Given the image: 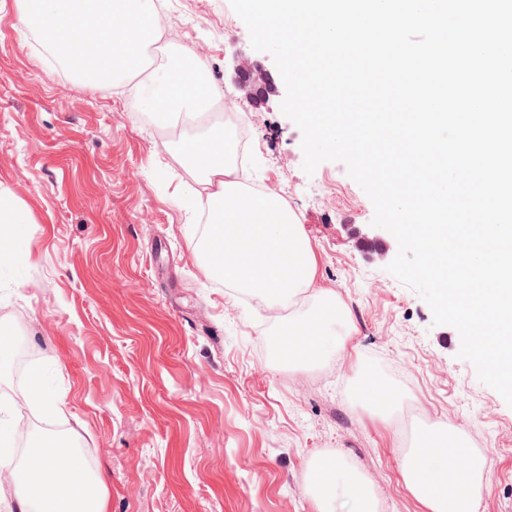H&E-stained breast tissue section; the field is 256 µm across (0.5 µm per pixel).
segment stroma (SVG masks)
<instances>
[{
	"label": "stroma",
	"instance_id": "stroma-1",
	"mask_svg": "<svg viewBox=\"0 0 512 512\" xmlns=\"http://www.w3.org/2000/svg\"><path fill=\"white\" fill-rule=\"evenodd\" d=\"M170 51L203 49L205 76L250 136L244 185L280 195L301 219L318 270L352 330L338 356L292 367L273 356L263 303L206 273L205 184L161 139L129 88L101 91L60 71L0 0V186L28 216L18 264L0 256V331L16 328L63 400L44 413L27 375L0 369V409L64 432L102 474L108 512H318L305 472L340 453L374 480L384 512H427L404 483L412 428L463 426L489 458L479 512H512V407L459 359L460 336L360 242L374 207L343 163L302 169V133L280 104L272 56L252 50L229 0H155ZM250 52L276 87L257 103L234 80ZM395 383L383 416L360 370Z\"/></svg>",
	"mask_w": 512,
	"mask_h": 512
}]
</instances>
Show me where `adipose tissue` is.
<instances>
[{
	"label": "adipose tissue",
	"mask_w": 512,
	"mask_h": 512,
	"mask_svg": "<svg viewBox=\"0 0 512 512\" xmlns=\"http://www.w3.org/2000/svg\"><path fill=\"white\" fill-rule=\"evenodd\" d=\"M193 168L203 173L209 190L203 248L207 268L225 281L261 297L288 344V362L303 365L330 353H342L346 315L333 291L315 287L317 261L298 216L277 194L257 193L236 179L224 145V130L215 126L193 143ZM308 292L312 311L283 317L284 299ZM13 424L0 417V472L7 473L18 512H107L100 473L84 467L76 453L62 456L58 441L38 436L29 453L24 479L11 472ZM487 455L471 448L459 425L440 422L426 431L417 448L402 460V476L428 512H478ZM306 486L320 512H379L377 492L359 465L344 456L315 458L306 470Z\"/></svg>",
	"instance_id": "ef3b65f1"
}]
</instances>
